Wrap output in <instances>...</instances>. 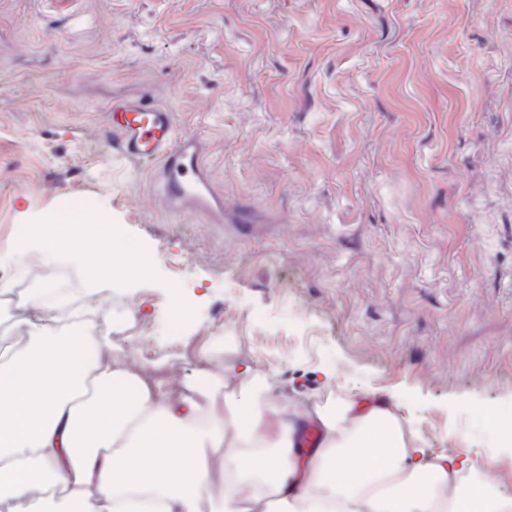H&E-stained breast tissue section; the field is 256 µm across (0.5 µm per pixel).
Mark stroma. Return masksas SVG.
Returning <instances> with one entry per match:
<instances>
[{
	"instance_id": "stroma-1",
	"label": "stroma",
	"mask_w": 512,
	"mask_h": 512,
	"mask_svg": "<svg viewBox=\"0 0 512 512\" xmlns=\"http://www.w3.org/2000/svg\"><path fill=\"white\" fill-rule=\"evenodd\" d=\"M509 43L512 0H0V284L43 262L19 231L93 218L149 260L92 291L93 256L52 259L114 354L178 391L247 362L301 409L371 391L512 492L484 421L512 423ZM140 99L248 223L173 214L113 152Z\"/></svg>"
}]
</instances>
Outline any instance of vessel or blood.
<instances>
[{
	"mask_svg": "<svg viewBox=\"0 0 512 512\" xmlns=\"http://www.w3.org/2000/svg\"><path fill=\"white\" fill-rule=\"evenodd\" d=\"M108 117L114 148L137 162H160L163 191L179 209L223 216L228 204L214 191L202 163L205 143L176 139L169 110L145 99L117 100Z\"/></svg>",
	"mask_w": 512,
	"mask_h": 512,
	"instance_id": "1",
	"label": "vessel or blood"
}]
</instances>
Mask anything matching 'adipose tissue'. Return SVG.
Instances as JSON below:
<instances>
[{"label": "adipose tissue", "mask_w": 512, "mask_h": 512, "mask_svg": "<svg viewBox=\"0 0 512 512\" xmlns=\"http://www.w3.org/2000/svg\"><path fill=\"white\" fill-rule=\"evenodd\" d=\"M70 318L0 332V512H199L217 465L224 512H512L469 451L432 453L369 393L299 410L232 365L176 396Z\"/></svg>", "instance_id": "adipose-tissue-1"}]
</instances>
